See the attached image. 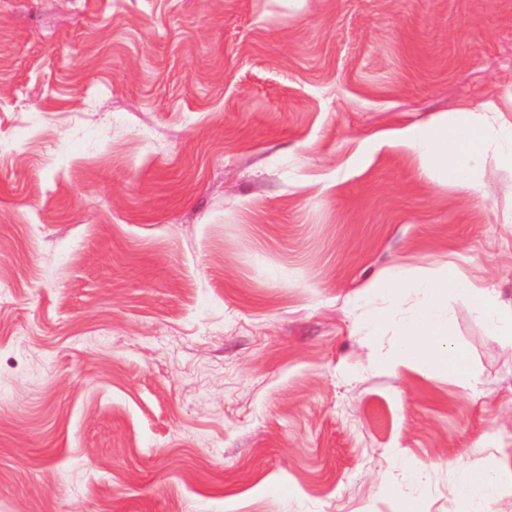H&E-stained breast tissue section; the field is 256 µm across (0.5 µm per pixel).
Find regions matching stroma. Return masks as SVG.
I'll use <instances>...</instances> for the list:
<instances>
[{"mask_svg": "<svg viewBox=\"0 0 512 512\" xmlns=\"http://www.w3.org/2000/svg\"><path fill=\"white\" fill-rule=\"evenodd\" d=\"M465 106L512 0H0V512H465L512 353L452 294L478 390L390 371L417 299L361 297L512 300V165L401 137Z\"/></svg>", "mask_w": 512, "mask_h": 512, "instance_id": "stroma-1", "label": "stroma"}]
</instances>
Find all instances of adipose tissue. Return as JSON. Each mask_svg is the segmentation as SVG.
Returning a JSON list of instances; mask_svg holds the SVG:
<instances>
[{
  "label": "adipose tissue",
  "instance_id": "adipose-tissue-1",
  "mask_svg": "<svg viewBox=\"0 0 512 512\" xmlns=\"http://www.w3.org/2000/svg\"><path fill=\"white\" fill-rule=\"evenodd\" d=\"M483 120V113L463 108L438 123L408 128L403 138L422 162L437 165L466 194L479 197L483 185L470 177L469 171L472 163L493 147L484 135ZM406 287L417 296L418 306L415 314L396 328V367L440 368L461 388L476 390L480 377L466 352L443 343L450 327V316L442 303L448 293L447 278L409 281L397 271L382 285L386 291ZM458 294L492 323L501 345L512 350V301H503L488 287L465 285ZM501 480L497 472L475 480L465 464L457 466V493L467 503L468 512H491L492 504L501 499Z\"/></svg>",
  "mask_w": 512,
  "mask_h": 512
}]
</instances>
